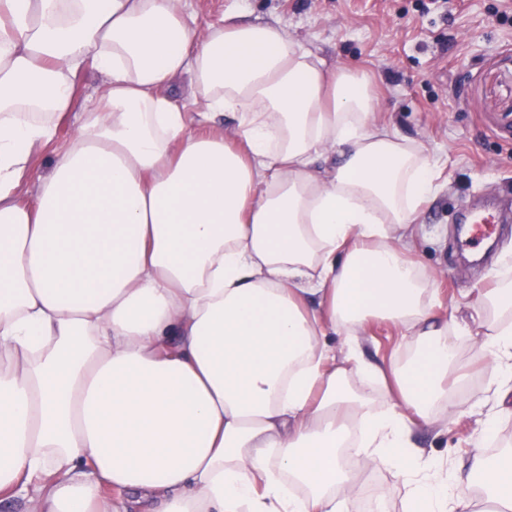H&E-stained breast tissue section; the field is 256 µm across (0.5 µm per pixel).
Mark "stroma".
<instances>
[{"label": "stroma", "mask_w": 512, "mask_h": 512, "mask_svg": "<svg viewBox=\"0 0 512 512\" xmlns=\"http://www.w3.org/2000/svg\"><path fill=\"white\" fill-rule=\"evenodd\" d=\"M199 28L229 11L242 21H275L329 66L359 68L378 93L376 117L422 141L439 167L438 189L416 221L414 257L435 284L442 314L476 309L475 290L496 269L461 256L457 217L486 198L512 206V0H186ZM402 329L372 321L363 338L371 361L405 357ZM437 429L417 433L424 456L466 460L477 416L437 412ZM391 490L389 512H404L398 477L359 465L349 491L354 512L368 493Z\"/></svg>", "instance_id": "obj_1"}]
</instances>
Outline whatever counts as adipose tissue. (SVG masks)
<instances>
[{"label": "adipose tissue", "instance_id": "ef3b65f1", "mask_svg": "<svg viewBox=\"0 0 512 512\" xmlns=\"http://www.w3.org/2000/svg\"><path fill=\"white\" fill-rule=\"evenodd\" d=\"M88 65L106 81L80 106ZM376 107L364 75L277 24L229 14L201 34L183 0H0V497L351 512L354 429L409 512H512V449L446 466L414 441L462 406L459 336L488 372L478 440L495 437L512 279L478 291L479 316L435 312L411 252L436 164ZM374 319L406 331L408 364L363 358Z\"/></svg>", "mask_w": 512, "mask_h": 512}]
</instances>
